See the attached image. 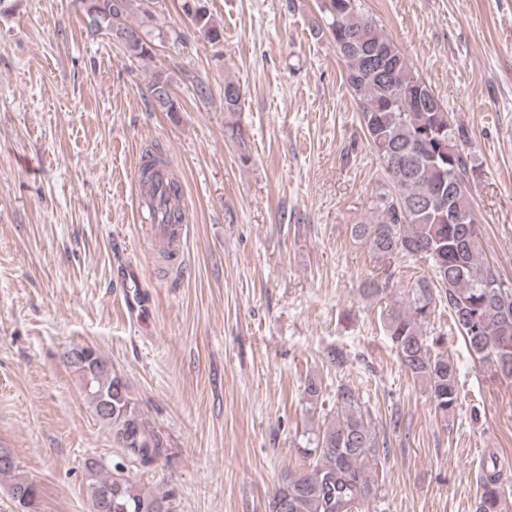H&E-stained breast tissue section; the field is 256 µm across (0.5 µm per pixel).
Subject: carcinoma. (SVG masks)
Instances as JSON below:
<instances>
[{
    "mask_svg": "<svg viewBox=\"0 0 512 512\" xmlns=\"http://www.w3.org/2000/svg\"><path fill=\"white\" fill-rule=\"evenodd\" d=\"M90 29L112 36L135 59L152 57V40L142 30L152 12L143 10L139 25L128 22L132 0H75ZM181 9L195 29L212 45L224 40V30L211 17L207 0H181ZM322 23L314 34H329L346 64L345 81L353 93L365 138L388 175L392 189L376 196L374 215L355 224L352 234L365 241L378 258L402 256L425 262L434 282L423 280L405 307L383 311V323L405 371L422 382L435 412L443 419L458 407L457 369L448 355L431 349L422 326L441 304L472 356L512 379V285L505 282L486 256L481 225L476 223L467 183L472 165L465 153L466 134L410 64L378 21L365 13L358 0H324ZM147 94L163 112H177L172 79L163 71L152 74ZM242 93L224 80V111H241ZM142 168L140 191L156 194L157 156ZM182 186L169 182L159 199L167 223H182ZM448 198V208L436 206ZM394 292V272L363 282L362 294L380 300ZM63 361L79 375L83 393L97 420L120 448L123 459L111 464L95 457L84 460L89 508L98 512H173L171 496L135 484L126 462L150 466L162 444L130 400L122 378L94 346L73 345ZM336 418L318 433L313 447L301 450L305 468L288 470L268 497L266 512H355L374 491L371 469L379 442L359 408V394L345 384L336 386ZM503 464L495 454L479 467L475 512H508ZM0 482L17 503L33 504L37 485L24 475L16 457L0 448Z\"/></svg>",
    "mask_w": 512,
    "mask_h": 512,
    "instance_id": "carcinoma-1",
    "label": "carcinoma"
}]
</instances>
